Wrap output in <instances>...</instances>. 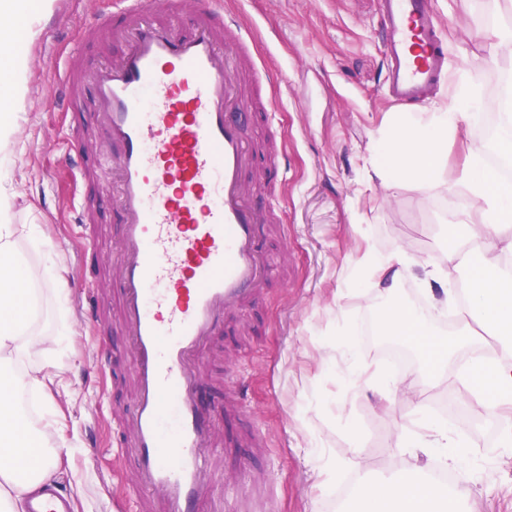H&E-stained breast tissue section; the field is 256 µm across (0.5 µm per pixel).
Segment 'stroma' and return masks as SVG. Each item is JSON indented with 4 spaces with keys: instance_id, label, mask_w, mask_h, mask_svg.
Listing matches in <instances>:
<instances>
[{
    "instance_id": "1",
    "label": "stroma",
    "mask_w": 512,
    "mask_h": 512,
    "mask_svg": "<svg viewBox=\"0 0 512 512\" xmlns=\"http://www.w3.org/2000/svg\"><path fill=\"white\" fill-rule=\"evenodd\" d=\"M431 2L445 22L452 76L469 72L484 98H497L512 59L490 53L489 0ZM221 6L249 28L272 80L271 125L250 123L244 134L260 148L276 137L287 182L272 202L278 220L267 231L278 261L274 284L258 309L237 318L207 349L201 393L217 431L203 512H351L343 481L320 486L313 444L343 463L345 479L425 477L428 456L404 448L403 440L416 406L432 413L446 399L455 400L466 420L469 460L455 471L468 490L462 512H512V447L485 453L486 433L498 430L499 418L461 396L457 379L477 353L499 350L480 324L472 326L477 351H461L438 385L413 397L391 392L382 401L369 388L371 377H390L385 342L364 344L356 327L382 291L354 273L355 262L368 250L405 251L415 275L396 283L393 298L407 305L421 292L419 275L441 266L454 215L465 209L471 221L481 220L464 187L426 198L406 185L388 198L371 178L377 129L395 109L385 95L389 60L376 0H221ZM113 8L114 0H52L50 10L31 17L33 33L23 45L26 92L13 117L16 146L0 160V182L12 191L11 221L41 282L37 333L64 370L61 383L37 402L39 417L55 422L53 441L62 454L53 481L74 512H126L120 471L127 458L116 426L129 413L136 386L124 365L130 338L112 286L120 226L109 194L64 164L87 126L52 103L48 77L76 50L89 67L120 55L121 44L110 37L83 45L77 35ZM83 202L104 254L92 264L83 258L86 234L75 222ZM33 224L51 251L29 242ZM53 263L64 270L59 287L45 279ZM90 289L106 300L94 325L83 322L78 306ZM347 341L360 374L354 385L338 375ZM228 386L243 395L244 415L225 412ZM351 431L358 447L347 440Z\"/></svg>"
}]
</instances>
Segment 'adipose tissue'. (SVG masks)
Masks as SVG:
<instances>
[{
  "instance_id": "1",
  "label": "adipose tissue",
  "mask_w": 512,
  "mask_h": 512,
  "mask_svg": "<svg viewBox=\"0 0 512 512\" xmlns=\"http://www.w3.org/2000/svg\"><path fill=\"white\" fill-rule=\"evenodd\" d=\"M50 3L0 0V45L12 48L11 53L0 55V70L12 75L8 83L0 85V100L17 102L23 98L27 60L16 47L21 26L32 11H44ZM479 98L476 81L464 75L453 101L428 107L424 122L393 116L378 131L381 149L370 164L386 195H395L405 183L425 196L451 191L460 184L466 187L471 205L480 211V225L457 219L455 242L443 256L448 265L467 269L464 289L438 284L429 272L421 282L426 292H438L441 302L459 305L467 318L481 321L502 341L500 359L471 361L459 376L465 392L495 413L512 406V365L507 362L512 356V277L500 272L503 260L512 257V238L491 240L486 231L512 223V182L492 172L485 163L482 145L471 139L466 142L465 162L456 180L448 181L445 175L448 144L459 136L460 106ZM8 212L9 194L0 185V512H18L31 490L51 480L56 458L50 445L51 421L31 422L17 406L19 392H45L48 377L39 368L12 369V362L28 352L46 358L50 351L44 340L32 333L36 297ZM359 266L370 287L383 288L387 293L401 277L413 273L406 252L400 250L386 255L365 254ZM376 329L379 335L417 343L426 360L433 363L422 380L391 379L397 390L414 389L420 382L435 385L440 378L438 365L450 361L458 349L472 342L464 328L445 337L436 336L418 312L404 305L378 315ZM414 423L420 432L406 439V447L437 453L452 465L466 455V443L458 430L428 420L421 409ZM39 456L43 464L19 468V461ZM356 498L365 512H459L460 501L459 494L444 486L367 474L358 481Z\"/></svg>"
}]
</instances>
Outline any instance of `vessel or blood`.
I'll list each match as a JSON object with an SVG mask.
<instances>
[{"label": "vessel or blood", "mask_w": 512, "mask_h": 512, "mask_svg": "<svg viewBox=\"0 0 512 512\" xmlns=\"http://www.w3.org/2000/svg\"><path fill=\"white\" fill-rule=\"evenodd\" d=\"M121 21L86 25L125 44L115 60L84 67L69 57L54 75L57 98L77 106L89 86L91 131L110 167L100 174L122 234L115 281L119 316L132 344L136 391L127 481L138 512H200L214 424L202 408L201 363L209 341L258 305L274 270L264 250L271 214L258 193L281 192L282 151L257 147L242 118L268 110L262 87L244 91L258 69L252 39L217 0H120ZM390 59L389 100L423 105L448 70L443 22L428 0H379ZM29 512H69L44 487Z\"/></svg>", "instance_id": "1"}]
</instances>
